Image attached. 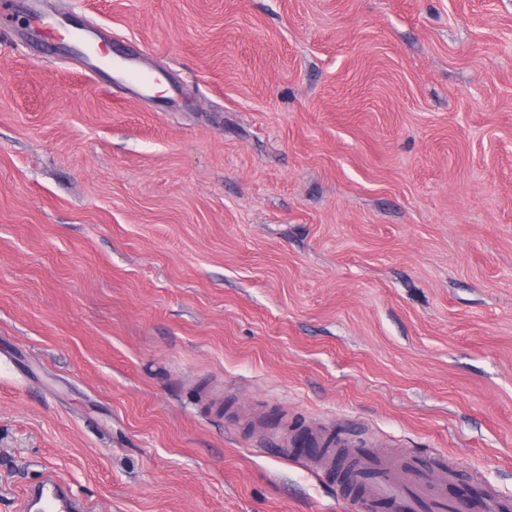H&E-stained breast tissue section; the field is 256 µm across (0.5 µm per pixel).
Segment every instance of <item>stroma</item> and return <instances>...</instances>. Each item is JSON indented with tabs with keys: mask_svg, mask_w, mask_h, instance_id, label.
Masks as SVG:
<instances>
[{
	"mask_svg": "<svg viewBox=\"0 0 512 512\" xmlns=\"http://www.w3.org/2000/svg\"><path fill=\"white\" fill-rule=\"evenodd\" d=\"M0 19V512H362L319 425L512 495V0H41ZM26 512H89L92 507L83 499L72 494L63 482L51 473L30 488L22 500Z\"/></svg>",
	"mask_w": 512,
	"mask_h": 512,
	"instance_id": "35a3bbf8",
	"label": "stroma"
}]
</instances>
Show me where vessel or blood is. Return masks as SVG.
Returning a JSON list of instances; mask_svg holds the SVG:
<instances>
[{
	"instance_id": "1",
	"label": "vessel or blood",
	"mask_w": 512,
	"mask_h": 512,
	"mask_svg": "<svg viewBox=\"0 0 512 512\" xmlns=\"http://www.w3.org/2000/svg\"><path fill=\"white\" fill-rule=\"evenodd\" d=\"M314 454L307 461L316 477L336 472L335 447L350 446L348 438L329 432L310 441ZM353 461L344 470L345 484L357 488L366 504L386 503L394 512H466L465 501H449L448 486L455 482V467L443 457L420 463L397 459L392 453L371 447L351 448ZM23 512H90L89 504L72 494L61 480L46 474L22 500Z\"/></svg>"
}]
</instances>
